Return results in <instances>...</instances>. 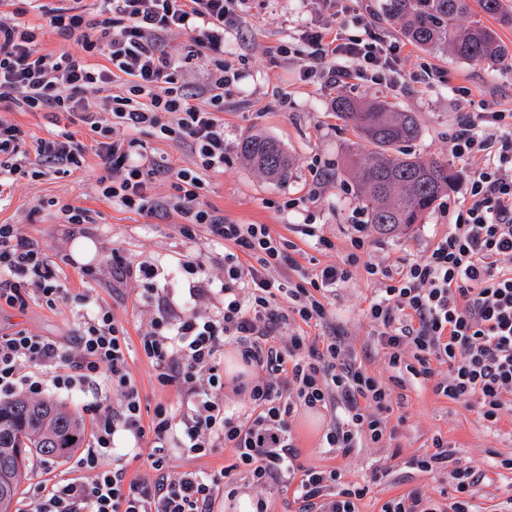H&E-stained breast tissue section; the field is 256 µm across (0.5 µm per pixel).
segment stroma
I'll return each mask as SVG.
<instances>
[{
	"label": "stroma",
	"mask_w": 512,
	"mask_h": 512,
	"mask_svg": "<svg viewBox=\"0 0 512 512\" xmlns=\"http://www.w3.org/2000/svg\"><path fill=\"white\" fill-rule=\"evenodd\" d=\"M311 17L306 0H250L246 5L243 35L224 44L225 56L239 62L243 77L224 92L226 161L222 170L207 171L205 200L223 211L227 221L265 224L274 235L295 242L305 268L340 262L353 220L365 219L366 214L348 174L341 171L345 149L356 136L337 119L336 99L384 97L414 113L422 132L409 144V151L425 159L450 161L459 178L422 223L388 235L370 230L362 264L352 267L349 280L329 298V320L343 331L350 349L359 352L372 340L366 311L377 288L364 270L365 263L402 267L446 234L454 211L466 197L470 176L468 165L452 155L453 136L464 117L512 113V61L496 66L461 61L408 43L397 83L355 80L331 89L321 81H301L306 56L287 61L273 51L278 44L296 42L301 25ZM0 118L21 124L35 140L51 138L66 127L82 143H92L94 138L89 128L70 124L60 112H18L0 105ZM253 134L271 137L285 149L291 160L285 181H269L243 160L240 144ZM106 175L100 159L89 153L81 170L24 179L0 195V224L16 225L51 259L61 260L62 277L72 293L71 299L53 308L35 300L21 311L0 302V332L23 329L67 344L87 311L88 305L79 297L90 294V305L109 308L128 338L129 364L144 403L162 402L179 410L182 395L159 386L140 340L158 312L155 295L166 296L176 309L189 298V278L173 279L171 269L182 259L198 256L211 277L220 278L224 248L202 231L183 237L176 215L158 220L106 199L100 185ZM68 207L89 210V223H68L64 214ZM306 224L314 227V236L302 234ZM320 236L330 239L333 249L318 246ZM80 238L90 239L96 247L85 263L72 252ZM121 260L133 266L155 264L158 275L151 282L113 276L112 269ZM399 393L394 413L405 421L390 447L364 446L346 457L322 446L323 434L336 420L335 408L295 412L291 423L299 449L297 465L338 468L343 482L367 486L361 512H380L385 501L405 491L416 488L436 498L447 488V470L423 472L409 465L411 458L426 452L433 437L440 436L454 446L457 458L475 461L485 470L478 501L483 512H493L495 504L512 496V472L501 466L502 460L512 458V415H504L494 430L465 403L436 394L433 382L409 378ZM77 474L68 460L52 464L30 459L15 507H22L34 488Z\"/></svg>",
	"instance_id": "obj_1"
}]
</instances>
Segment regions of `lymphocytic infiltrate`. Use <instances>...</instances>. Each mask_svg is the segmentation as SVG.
Segmentation results:
<instances>
[{
  "label": "lymphocytic infiltrate",
  "instance_id": "1",
  "mask_svg": "<svg viewBox=\"0 0 512 512\" xmlns=\"http://www.w3.org/2000/svg\"><path fill=\"white\" fill-rule=\"evenodd\" d=\"M26 2L76 46L41 53L29 26L0 19V103L20 112L68 113L99 136L95 152L112 175L105 197L137 214L177 212L183 235L202 228L222 241L219 282H212L201 258L183 260L182 269L201 287L217 288L224 307L217 315L191 303L178 313L160 312L140 340L158 384L185 393L182 414L159 403L144 417L129 343L105 307L95 306L66 348L24 330L0 335L1 399L20 390L39 393L48 380L69 388L93 387L103 378L121 397L117 411L103 396L89 404L94 441L76 461L88 479L34 489L25 512H214L217 497L242 476L263 490H292L299 512H359L366 487L343 484L335 469L298 470L290 426L297 408L340 407L343 414L325 433L324 445L343 456L365 443L387 447L396 435L388 426L389 383L358 363L341 337L300 331L325 322L329 296L359 263L379 282L368 316L373 347L390 367L428 380L435 364L447 365L448 380L436 384V393L472 403L491 426L512 411L511 112H486L459 125L452 151L471 167L467 196L447 234L426 254L398 270L361 263L369 241L366 224L358 223L342 262L304 271L294 256L296 243L264 224L228 222L203 200L202 171L224 166V89L240 76L224 56V41L239 34L248 0H102L106 15L100 20L81 6ZM353 25L351 34L319 20L303 27L299 41L310 60L304 80L332 87L354 77L393 80L400 43L363 31L362 19ZM174 32L187 37L186 55L168 46ZM99 55L106 60L101 67L93 64ZM188 59L205 70L194 87L180 81ZM89 89L101 92L102 101L85 98ZM147 128L186 147L200 171L159 165L137 137ZM26 138L18 124L0 119V188L53 169L81 168L86 146L72 133L37 140L31 152ZM161 174L174 189L166 198L152 192ZM296 271L301 281L293 280ZM68 297L59 264L13 225L0 224V300L24 309L37 299L53 308ZM288 326L293 332L282 338ZM227 345L245 367L235 382L250 401L249 412L237 416L213 393L223 384ZM120 433L133 439L134 458L153 471L152 480L128 477L126 465L112 460ZM226 448L234 452L232 465L169 474L173 450L200 457ZM482 480V469L458 463L440 499L415 488L384 502L381 512H478Z\"/></svg>",
  "mask_w": 512,
  "mask_h": 512
}]
</instances>
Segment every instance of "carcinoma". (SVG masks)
I'll return each mask as SVG.
<instances>
[{"label":"carcinoma","mask_w":512,"mask_h":512,"mask_svg":"<svg viewBox=\"0 0 512 512\" xmlns=\"http://www.w3.org/2000/svg\"><path fill=\"white\" fill-rule=\"evenodd\" d=\"M475 5L481 13L512 24V5L506 0H381L380 9L419 48L445 51L463 61L501 63L509 48L477 18ZM468 15L470 24L461 26L460 20ZM336 116L358 137L348 148V162L368 223L382 233L422 223L452 189L457 173L446 161L423 160L405 149L420 136L416 118L386 99L359 102L348 97L337 99ZM362 141L373 150H363ZM241 151L269 180L287 177L290 159L275 140L251 135ZM83 433L77 416L61 407L24 396L0 399V469L12 474L11 485L0 491V512H11L22 460L66 459L79 447Z\"/></svg>","instance_id":"obj_1"}]
</instances>
